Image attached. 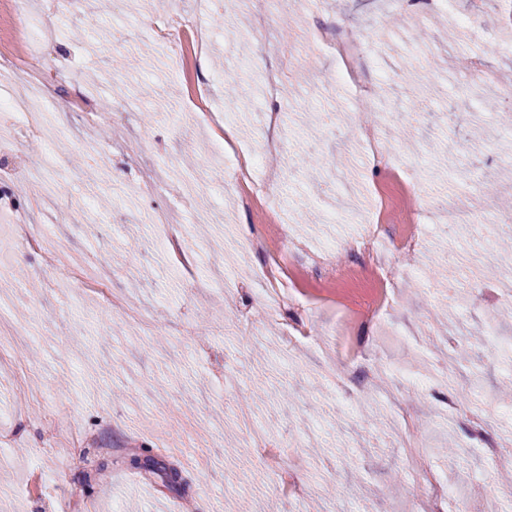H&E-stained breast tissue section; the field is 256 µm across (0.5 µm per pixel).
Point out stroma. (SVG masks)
Here are the masks:
<instances>
[{
    "mask_svg": "<svg viewBox=\"0 0 512 512\" xmlns=\"http://www.w3.org/2000/svg\"><path fill=\"white\" fill-rule=\"evenodd\" d=\"M98 0L81 11L62 0H28L33 20L26 68L42 75L54 107L55 136L45 141L0 124V512H410L423 494L407 463L415 434L449 494L443 512L466 499L487 512L502 469L487 440L512 449V254L499 244L510 223L453 228L442 199L503 213L512 166L503 145L512 130L496 122L493 93L471 89L463 58H477L512 83V0H452L448 11L391 0ZM203 15L213 32L204 69L193 55L168 58L170 27ZM485 33L474 41L458 16ZM265 36H257L258 26ZM357 32L366 59L352 88L333 83L336 54L308 51L303 28ZM419 74L433 97L414 94ZM276 76L275 100L248 96L224 156L239 183L207 174L209 127L193 111L192 90L211 89L212 111L226 113L230 83ZM89 93L94 117L74 91ZM280 114L289 154L266 144L260 115ZM369 116L426 195L412 189L361 141ZM260 166H245L252 154ZM42 165L39 179L28 167ZM269 199L290 242L327 257L317 277L302 275V301L271 320L261 298L267 256L252 252L240 229L269 236L260 209ZM175 210L177 224H157ZM210 215L207 235L197 216ZM418 222L431 233L412 251L385 239L394 304L384 326H359L367 375L336 357L335 327L346 308L374 294L368 274L337 278L356 258L344 241L370 226ZM62 244L113 294L138 311L132 319L50 269L19 224ZM185 236L189 266L166 253L167 235ZM495 325L497 345L469 339ZM469 346L470 357L448 356ZM289 403L276 402L281 389ZM492 405L489 434L464 410ZM92 445L72 456L48 451L76 432ZM282 442V456L304 482L283 499L252 434ZM153 457L155 468L135 465ZM180 485H171L170 469Z\"/></svg>",
    "mask_w": 512,
    "mask_h": 512,
    "instance_id": "1",
    "label": "stroma"
}]
</instances>
